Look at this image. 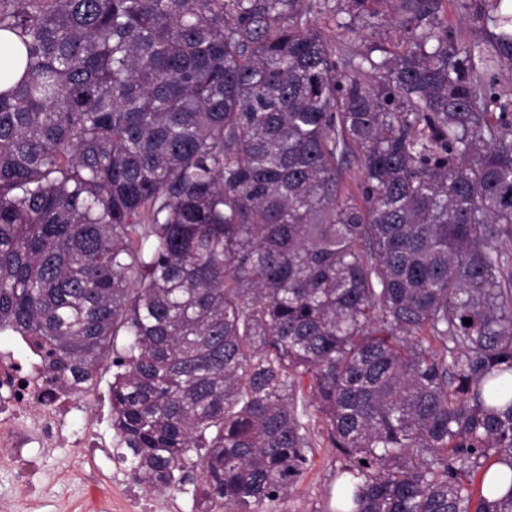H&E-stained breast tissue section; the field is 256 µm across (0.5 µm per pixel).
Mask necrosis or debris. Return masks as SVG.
I'll list each match as a JSON object with an SVG mask.
<instances>
[{
    "label": "necrosis or debris",
    "mask_w": 512,
    "mask_h": 512,
    "mask_svg": "<svg viewBox=\"0 0 512 512\" xmlns=\"http://www.w3.org/2000/svg\"><path fill=\"white\" fill-rule=\"evenodd\" d=\"M13 352L0 351V449L15 480L27 490L24 500H0V512H36L43 493L33 477L44 453L69 447L76 462H84L85 449L95 447L91 426L69 433L77 413L86 411L91 395L60 385L43 365L32 364L28 373L18 369ZM158 504L143 486L122 485L111 493L110 483L94 474L85 497L68 504V512H157Z\"/></svg>",
    "instance_id": "4bbe7bcc"
}]
</instances>
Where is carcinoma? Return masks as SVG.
Segmentation results:
<instances>
[{
	"mask_svg": "<svg viewBox=\"0 0 512 512\" xmlns=\"http://www.w3.org/2000/svg\"><path fill=\"white\" fill-rule=\"evenodd\" d=\"M350 2L400 21L342 73L320 0H0V334L74 388L111 364L130 478L192 512H276L303 376L336 512H512L473 489L512 467V32ZM497 93L500 97L501 103L505 106L504 109L497 108L494 112L493 118L499 117L500 112H508L512 120V64L511 66L503 65L499 69L498 84L496 86ZM338 189L341 196H353L361 201L362 167L357 158L349 155L338 167Z\"/></svg>",
	"mask_w": 512,
	"mask_h": 512,
	"instance_id": "cac0c4a2",
	"label": "carcinoma"
}]
</instances>
